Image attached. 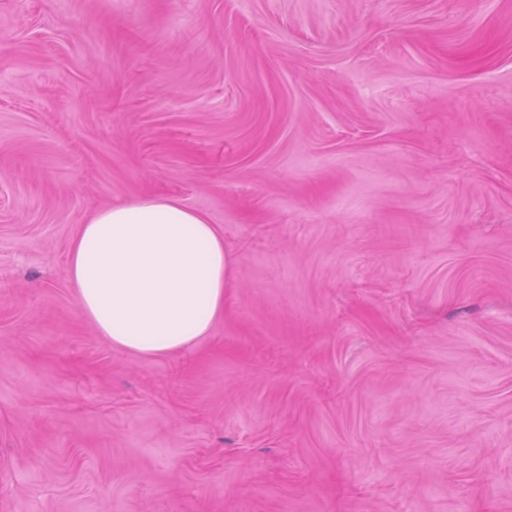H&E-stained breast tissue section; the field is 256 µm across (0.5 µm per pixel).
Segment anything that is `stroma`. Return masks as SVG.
Wrapping results in <instances>:
<instances>
[{"label": "stroma", "instance_id": "35a3bbf8", "mask_svg": "<svg viewBox=\"0 0 512 512\" xmlns=\"http://www.w3.org/2000/svg\"><path fill=\"white\" fill-rule=\"evenodd\" d=\"M237 260L97 335V208ZM0 512H512V0H0ZM233 257L202 213L173 197L93 212L66 265L80 315L113 346L147 357L181 352L224 315Z\"/></svg>", "mask_w": 512, "mask_h": 512}]
</instances>
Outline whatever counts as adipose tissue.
Returning a JSON list of instances; mask_svg holds the SVG:
<instances>
[{"label":"adipose tissue","mask_w":512,"mask_h":512,"mask_svg":"<svg viewBox=\"0 0 512 512\" xmlns=\"http://www.w3.org/2000/svg\"><path fill=\"white\" fill-rule=\"evenodd\" d=\"M233 257L202 213L173 197L96 210L66 265L81 316L113 346L147 357L181 352L224 314Z\"/></svg>","instance_id":"ef3b65f1"}]
</instances>
